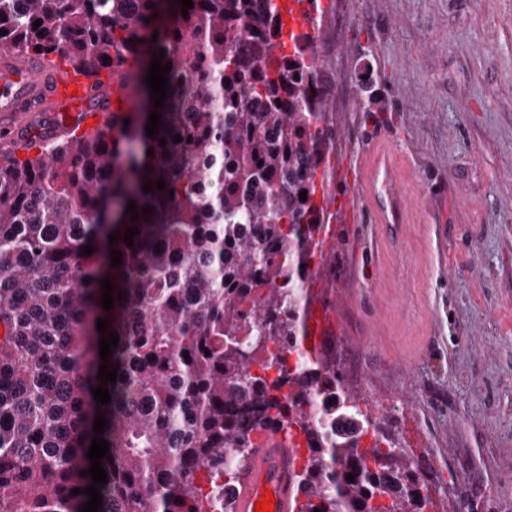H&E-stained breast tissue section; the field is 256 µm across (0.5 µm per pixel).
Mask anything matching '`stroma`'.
Listing matches in <instances>:
<instances>
[{"instance_id":"1","label":"stroma","mask_w":512,"mask_h":512,"mask_svg":"<svg viewBox=\"0 0 512 512\" xmlns=\"http://www.w3.org/2000/svg\"><path fill=\"white\" fill-rule=\"evenodd\" d=\"M312 37L338 200L318 348L385 435L428 450V512H512V0H315ZM373 136L410 204L398 241L343 201Z\"/></svg>"}]
</instances>
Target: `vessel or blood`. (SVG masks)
Returning <instances> with one entry per match:
<instances>
[{
  "label": "vessel or blood",
  "mask_w": 512,
  "mask_h": 512,
  "mask_svg": "<svg viewBox=\"0 0 512 512\" xmlns=\"http://www.w3.org/2000/svg\"><path fill=\"white\" fill-rule=\"evenodd\" d=\"M286 30L310 31L311 15L300 0H277ZM90 83L65 69L23 59L0 49V144L26 142L33 133L59 121L88 122ZM399 172L390 152L379 149L358 185L371 201L376 223L386 234H401L407 202L398 189ZM253 452L233 495V512H255L264 494L275 499L274 512H294L295 462L287 430H261L252 436Z\"/></svg>",
  "instance_id": "b4317fda"
}]
</instances>
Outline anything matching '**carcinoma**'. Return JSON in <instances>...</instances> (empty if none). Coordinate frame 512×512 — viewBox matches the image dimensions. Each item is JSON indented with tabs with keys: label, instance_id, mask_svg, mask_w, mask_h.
Listing matches in <instances>:
<instances>
[{
	"label": "carcinoma",
	"instance_id": "cac0c4a2",
	"mask_svg": "<svg viewBox=\"0 0 512 512\" xmlns=\"http://www.w3.org/2000/svg\"><path fill=\"white\" fill-rule=\"evenodd\" d=\"M284 36L275 0H193L185 16L179 0H0V47L106 69L145 97L34 156L0 149V512H80L88 496L71 490L92 484L101 414L99 512H230L251 434L285 426L296 512H425L407 449L308 347L325 130L312 37ZM161 50L169 88L150 138ZM99 318L119 335L106 363ZM103 363L117 368L107 405L92 394Z\"/></svg>",
	"mask_w": 512,
	"mask_h": 512
}]
</instances>
